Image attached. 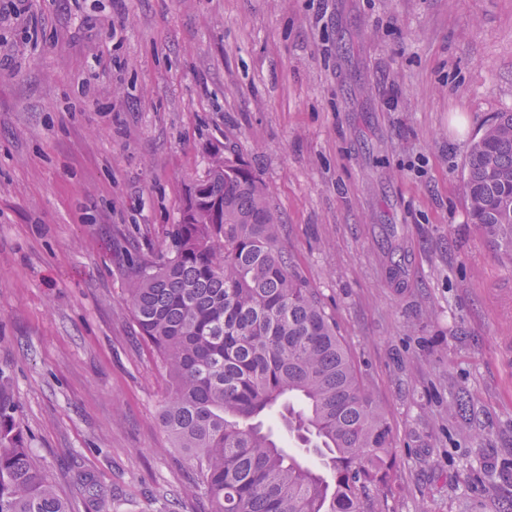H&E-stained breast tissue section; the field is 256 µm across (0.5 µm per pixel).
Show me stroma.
I'll return each instance as SVG.
<instances>
[{"instance_id":"1","label":"stroma","mask_w":512,"mask_h":512,"mask_svg":"<svg viewBox=\"0 0 512 512\" xmlns=\"http://www.w3.org/2000/svg\"><path fill=\"white\" fill-rule=\"evenodd\" d=\"M31 3L37 42L0 23V368L59 495L90 475L106 512L207 508L125 288L216 146L391 427L389 512H512V264L462 192L512 110V0Z\"/></svg>"}]
</instances>
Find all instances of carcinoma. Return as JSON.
I'll list each match as a JSON object with an SVG mask.
<instances>
[{"label": "carcinoma", "mask_w": 512, "mask_h": 512, "mask_svg": "<svg viewBox=\"0 0 512 512\" xmlns=\"http://www.w3.org/2000/svg\"><path fill=\"white\" fill-rule=\"evenodd\" d=\"M463 190L470 223L512 264V111L474 142ZM280 225L250 169L217 152L166 246L129 259L138 336L169 376L161 423L209 512H387L392 431ZM275 408L316 465L264 429ZM78 490L102 499L91 476ZM0 512H74L38 468L2 371Z\"/></svg>", "instance_id": "cac0c4a2"}]
</instances>
